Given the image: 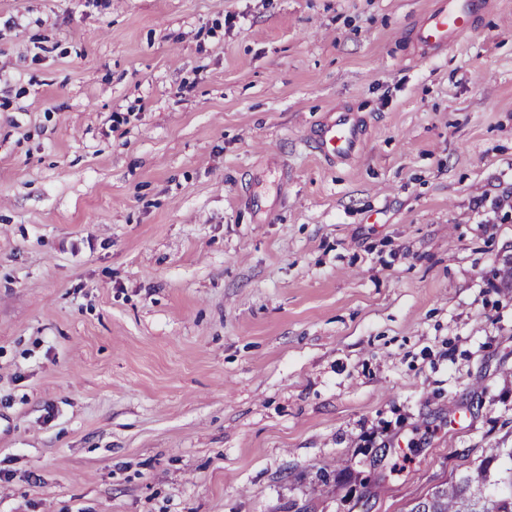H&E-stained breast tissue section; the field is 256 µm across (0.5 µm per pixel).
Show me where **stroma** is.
I'll use <instances>...</instances> for the list:
<instances>
[{"instance_id":"stroma-1","label":"stroma","mask_w":512,"mask_h":512,"mask_svg":"<svg viewBox=\"0 0 512 512\" xmlns=\"http://www.w3.org/2000/svg\"><path fill=\"white\" fill-rule=\"evenodd\" d=\"M432 2L0 0V512H406L512 448V0L421 61ZM364 138L365 126L359 112L336 110L320 121L314 141L325 160L346 163L357 156Z\"/></svg>"}]
</instances>
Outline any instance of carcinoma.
Returning <instances> with one entry per match:
<instances>
[{
  "instance_id": "obj_1",
  "label": "carcinoma",
  "mask_w": 512,
  "mask_h": 512,
  "mask_svg": "<svg viewBox=\"0 0 512 512\" xmlns=\"http://www.w3.org/2000/svg\"><path fill=\"white\" fill-rule=\"evenodd\" d=\"M409 512H512V448H489L479 464L437 486Z\"/></svg>"
}]
</instances>
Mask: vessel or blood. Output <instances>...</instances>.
<instances>
[{
  "label": "vessel or blood",
  "instance_id": "obj_1",
  "mask_svg": "<svg viewBox=\"0 0 512 512\" xmlns=\"http://www.w3.org/2000/svg\"><path fill=\"white\" fill-rule=\"evenodd\" d=\"M489 5L490 0H435L431 12L413 32L420 57L437 56L450 40L472 30ZM364 138L362 116L349 110H336L328 112L320 121L314 141L325 160L346 163L357 156Z\"/></svg>",
  "mask_w": 512,
  "mask_h": 512
}]
</instances>
